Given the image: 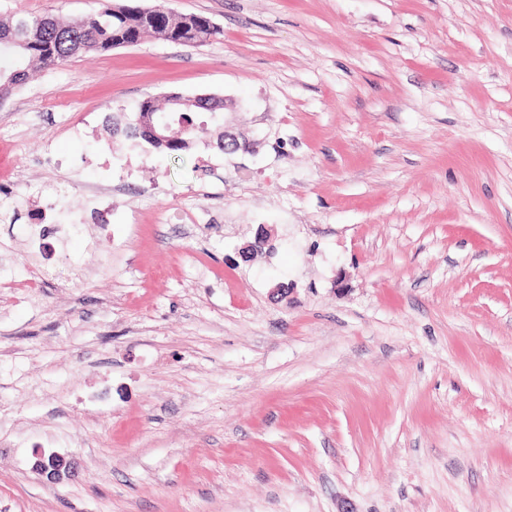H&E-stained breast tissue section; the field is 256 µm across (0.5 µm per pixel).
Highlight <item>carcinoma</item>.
<instances>
[{
    "mask_svg": "<svg viewBox=\"0 0 512 512\" xmlns=\"http://www.w3.org/2000/svg\"><path fill=\"white\" fill-rule=\"evenodd\" d=\"M143 9L137 0L116 4L105 0L101 10L95 14L70 23H62L49 16H30L32 36L23 43L18 42L17 19H0V103L15 88L35 80L41 70L62 66L77 55L132 47L146 37L158 40L165 33L174 36L188 22L206 36L220 34L218 30L209 32L208 18L195 14L176 16L162 4L152 7L157 25L146 28L138 23ZM222 110L224 101L221 99L215 101L199 97L190 104L181 105L176 111L169 96L155 97L141 102L130 116L112 117V133L131 139L139 137L156 149L178 154L188 150L192 144L208 139L212 134L211 125L217 122ZM186 113L191 116L204 113L208 119L194 122L189 132L173 141L160 140L147 132L162 118L176 128Z\"/></svg>",
    "mask_w": 512,
    "mask_h": 512,
    "instance_id": "1",
    "label": "carcinoma"
}]
</instances>
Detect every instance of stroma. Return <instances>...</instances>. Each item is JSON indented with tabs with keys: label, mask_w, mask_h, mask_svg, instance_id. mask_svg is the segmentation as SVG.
<instances>
[{
	"label": "stroma",
	"mask_w": 512,
	"mask_h": 512,
	"mask_svg": "<svg viewBox=\"0 0 512 512\" xmlns=\"http://www.w3.org/2000/svg\"><path fill=\"white\" fill-rule=\"evenodd\" d=\"M166 5L0 106V512H512V0ZM169 93L247 150L112 135ZM32 469L48 481L59 482L72 476L71 462L61 455L37 452Z\"/></svg>",
	"instance_id": "1"
}]
</instances>
